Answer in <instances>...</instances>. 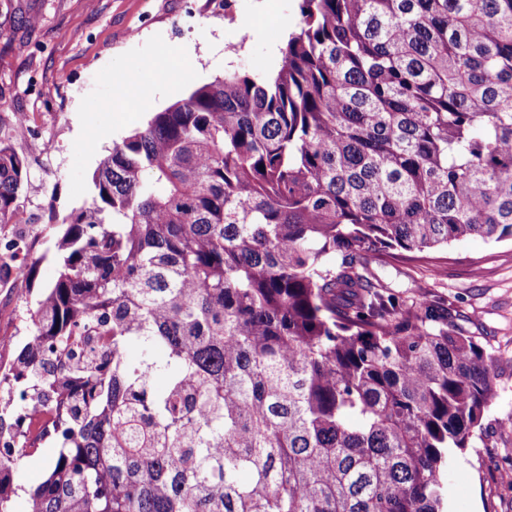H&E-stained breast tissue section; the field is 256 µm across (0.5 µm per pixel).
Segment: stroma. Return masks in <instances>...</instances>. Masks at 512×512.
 Masks as SVG:
<instances>
[{
    "instance_id": "1",
    "label": "stroma",
    "mask_w": 512,
    "mask_h": 512,
    "mask_svg": "<svg viewBox=\"0 0 512 512\" xmlns=\"http://www.w3.org/2000/svg\"><path fill=\"white\" fill-rule=\"evenodd\" d=\"M299 23L298 0H0V142L29 165L19 232L39 259L36 282L0 281V373L30 332L37 285L56 274L51 214L90 203L91 178L113 143L194 85L228 72L265 76ZM141 107H121L126 97ZM380 275L396 290L415 283L447 299L452 319L492 356L495 398L487 442L459 452L449 472L448 512H512V241L471 237L431 251L428 260H390ZM45 446L13 474L15 512L48 475Z\"/></svg>"
}]
</instances>
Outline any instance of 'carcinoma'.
<instances>
[{"label": "carcinoma", "instance_id": "1", "mask_svg": "<svg viewBox=\"0 0 512 512\" xmlns=\"http://www.w3.org/2000/svg\"><path fill=\"white\" fill-rule=\"evenodd\" d=\"M270 78L195 86L61 219L0 422V512H445L496 392L371 260L512 239V0H299ZM28 162L0 143V233ZM0 277H36L11 237ZM137 349L139 357H131ZM54 454L55 448H52V445H46L23 458L13 473L14 486L19 488L18 495L15 497V512L28 511V493L45 480Z\"/></svg>", "mask_w": 512, "mask_h": 512}]
</instances>
